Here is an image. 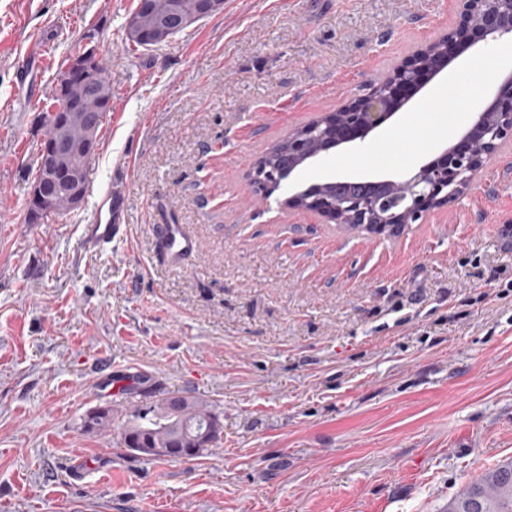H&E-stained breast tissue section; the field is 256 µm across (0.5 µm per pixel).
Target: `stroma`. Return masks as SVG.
<instances>
[{
  "label": "stroma",
  "instance_id": "obj_1",
  "mask_svg": "<svg viewBox=\"0 0 512 512\" xmlns=\"http://www.w3.org/2000/svg\"><path fill=\"white\" fill-rule=\"evenodd\" d=\"M136 5L0 0V512H443L512 458V141L396 237L282 203L326 169L414 172L466 130L456 101L478 112L512 70V40L466 50L263 200L254 160L452 28L456 0H224L149 47L124 40ZM87 32L111 109L82 205L35 221L42 102ZM111 187L125 234L85 251ZM158 224L199 240L188 266L158 260ZM117 370L131 393L102 391ZM172 393L219 416L218 442L125 448L119 423ZM100 407L114 428H84Z\"/></svg>",
  "mask_w": 512,
  "mask_h": 512
}]
</instances>
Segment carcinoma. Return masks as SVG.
<instances>
[{
    "label": "carcinoma",
    "instance_id": "1",
    "mask_svg": "<svg viewBox=\"0 0 512 512\" xmlns=\"http://www.w3.org/2000/svg\"><path fill=\"white\" fill-rule=\"evenodd\" d=\"M203 0H139L135 16L139 29L155 34L163 41L175 35L172 21L176 18H202ZM79 104L80 114L70 118L62 128L57 126L54 109L61 100ZM112 100V85L98 87L96 99L87 97L79 77L58 87L42 109L45 138L64 132L72 142L85 135L82 115L93 112L97 125H102L107 110L102 103ZM288 163V141L275 145L260 157L256 178L274 187V177L280 166ZM112 409L98 408L84 421L86 428L105 430L112 426ZM221 424L218 416L202 402L185 396L172 395L158 401L141 404L122 427V442L149 459L192 458L204 453L218 441ZM444 512H512V460L504 461L482 477L470 483L460 494L448 502Z\"/></svg>",
    "mask_w": 512,
    "mask_h": 512
}]
</instances>
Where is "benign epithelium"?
<instances>
[{
  "label": "benign epithelium",
  "instance_id": "1",
  "mask_svg": "<svg viewBox=\"0 0 512 512\" xmlns=\"http://www.w3.org/2000/svg\"><path fill=\"white\" fill-rule=\"evenodd\" d=\"M455 26L439 38L447 44L443 55H432L430 45L419 48L411 57L385 76L372 90L351 99L327 120L309 128L305 136L288 137L291 155H307L310 141L322 140L325 146L318 155L343 145L363 140L382 127L397 109L441 74L465 50L479 42L512 35V0H457ZM98 59L88 50L78 57L72 71L95 89L106 81L97 67ZM88 131L85 139L73 145L62 138L46 139L40 146L41 179L30 193L29 208L38 216L49 211L56 199L64 197L70 206H79L84 197L83 175L63 164L70 152L80 153L89 161L98 148L96 117L85 115ZM512 140V73L499 83L494 98L480 111L457 143L433 156L408 177L402 175H345L331 186L364 185L371 188L364 197L347 200L341 197H317L312 200L316 212L336 224L341 215L349 214L352 224H395L398 217L410 214L416 219L446 206L474 181L477 173L499 147Z\"/></svg>",
  "mask_w": 512,
  "mask_h": 512
}]
</instances>
